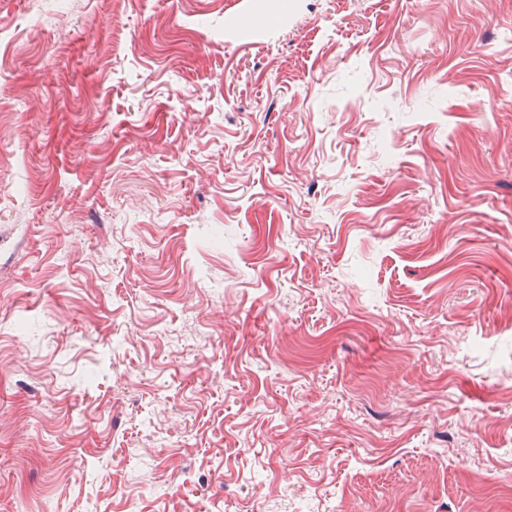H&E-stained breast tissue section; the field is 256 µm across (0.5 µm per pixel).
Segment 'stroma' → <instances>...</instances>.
Returning a JSON list of instances; mask_svg holds the SVG:
<instances>
[{
  "mask_svg": "<svg viewBox=\"0 0 512 512\" xmlns=\"http://www.w3.org/2000/svg\"><path fill=\"white\" fill-rule=\"evenodd\" d=\"M512 0H0V512H512Z\"/></svg>",
  "mask_w": 512,
  "mask_h": 512,
  "instance_id": "stroma-1",
  "label": "stroma"
}]
</instances>
